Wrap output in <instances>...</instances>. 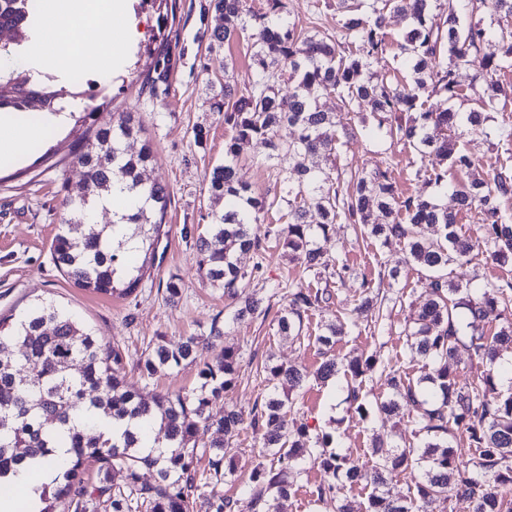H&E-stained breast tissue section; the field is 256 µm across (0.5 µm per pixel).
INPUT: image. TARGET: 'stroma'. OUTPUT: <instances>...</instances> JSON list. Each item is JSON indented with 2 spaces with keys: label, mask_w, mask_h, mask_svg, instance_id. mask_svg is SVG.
<instances>
[{
  "label": "stroma",
  "mask_w": 512,
  "mask_h": 512,
  "mask_svg": "<svg viewBox=\"0 0 512 512\" xmlns=\"http://www.w3.org/2000/svg\"><path fill=\"white\" fill-rule=\"evenodd\" d=\"M131 13L139 38L127 55L124 68L112 79L96 86L79 83V96L67 97L69 119L58 135L34 144L27 158L0 166V314L19 315L39 300L51 299L76 314L99 335L123 352L125 382L145 400L157 393L187 392L200 386L198 365H184L154 377L141 375L137 364L149 346L157 342L175 345L190 336L209 333L213 317L228 323L227 342L240 353L237 384L226 396L242 411H250L259 401L263 387L256 375L257 364L268 356L280 362L315 370L322 361L315 344L320 326L331 318L333 309H351L360 302L362 277L378 278L380 272L397 266L398 281L382 284L380 293L387 306L386 332H375L365 318H356L353 332L333 349L338 359L380 353L409 375L418 379L425 371L422 358L410 355L400 331L410 313V305L424 294L425 274L408 264L401 245H384L362 237L352 225L339 224L320 245L329 256L346 258L350 270L344 277H331L332 293L328 308L313 312L305 322L299 341L279 336L272 317L233 321V304L223 292L208 286L197 265L196 238L207 215L218 203L208 192V175L224 160V142L232 130L218 108L221 82L231 76L238 89L251 86L250 41L240 37L223 48L210 49L207 32L221 19L211 0H176L175 16L160 23L155 6L133 0ZM167 32L177 59L167 88L153 91V54L160 32ZM94 90L97 109L86 112L85 90ZM119 112L134 113L142 126L139 138L129 141V152H138L150 142L153 159L143 173L144 181L162 180L170 191L166 217L167 231L160 249L162 259L150 277L126 298H111L77 288L54 265L50 245L63 221L60 188L62 182L77 184L83 170L72 155L85 128L110 122ZM268 150L262 140L240 142L239 155L246 179L260 193L279 189L277 168L266 161ZM341 162L372 171L386 169L399 191L407 195H432L441 203H451L450 190L428 184L418 177L419 155L384 137L357 135L339 147ZM238 263L249 269L261 264L262 277L249 291L265 299L275 284L284 280L307 282L309 276L290 263L275 244H266L263 254H240ZM177 277L179 295L167 300L165 283ZM346 379L337 376L332 384L312 381L300 391L287 415L288 422L319 427L331 437V446L342 453L360 457L373 465V434L410 433L409 418L400 422L366 420L351 412L344 401ZM260 436L244 427L230 451L236 463L232 483L223 487L234 500L233 512H254L249 495L242 487L248 482L258 459Z\"/></svg>",
  "instance_id": "obj_1"
}]
</instances>
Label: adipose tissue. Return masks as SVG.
I'll return each mask as SVG.
<instances>
[{"mask_svg": "<svg viewBox=\"0 0 512 512\" xmlns=\"http://www.w3.org/2000/svg\"><path fill=\"white\" fill-rule=\"evenodd\" d=\"M118 26L119 41L89 45L87 34ZM137 32L127 12L126 0H39L29 38L19 54L0 52V75L24 68L33 78L54 72L70 73L94 51L92 71L101 79L111 77L124 63L122 50L135 42ZM58 118L35 121L23 115L0 119V161L24 159L27 150L57 129ZM67 449L54 459H35L0 480V512H39V493L59 470L66 467Z\"/></svg>", "mask_w": 512, "mask_h": 512, "instance_id": "obj_1", "label": "adipose tissue"}]
</instances>
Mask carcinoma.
Returning <instances> with one entry per match:
<instances>
[{
    "label": "carcinoma",
    "mask_w": 512,
    "mask_h": 512,
    "mask_svg": "<svg viewBox=\"0 0 512 512\" xmlns=\"http://www.w3.org/2000/svg\"><path fill=\"white\" fill-rule=\"evenodd\" d=\"M212 2L224 24L209 33L210 48L240 36L252 40L254 79L239 91L224 76V123L234 135L224 142V163L209 174L208 191L224 201V208L208 215L197 238L199 270L206 281L224 290L227 299L242 297L262 266L245 271L238 254L257 253L270 240L315 277L333 268L339 277L347 262L329 259L318 245L337 224H358L384 245H402L407 262L426 275V298L400 332L407 348L428 366L417 381L377 354L337 360L332 348L355 326L339 310L316 338L322 356L316 378L327 381L343 373L345 401L362 418L389 420L407 412L420 442L407 446L404 437L398 442L378 435L372 442L376 462L365 469L350 455L329 448V434L306 424L289 427L286 414L293 395L307 385L309 373L270 355L256 368L267 395L249 413L265 448L245 486L255 512H280L309 465L322 474L312 491L314 504L334 500L336 512H353L340 497L347 483L372 488L366 512H429L437 500H450L463 512H512V384L504 385L498 369L500 352L512 349V281L473 288L468 279L450 282L446 276L449 265L462 268L476 252L501 266L512 264V217L502 208L512 200V165L502 163L484 176L477 172L479 161L457 145L466 133L486 132L490 114L498 111L491 76L512 66V0H336L334 35L299 29L290 19L288 0H266L262 10L252 9L248 0ZM34 11V0H0V28L12 30V45L28 39ZM487 12L497 17L498 27L483 23ZM391 13L406 21L397 43L408 68L404 80L372 71L373 61L388 46ZM494 40L500 52L484 51ZM172 66L165 37L156 54L154 83L166 82ZM460 66L473 67L474 80L485 83L478 106L468 112L433 109L428 105L432 97L459 95L455 69ZM284 77L293 84L286 96L278 88ZM55 82L50 77L35 84L24 70L0 79V112L61 111L62 93ZM332 95L340 98L344 112L323 109L321 99ZM357 118L361 130L436 161L416 173L437 187L450 186L455 209L433 197L398 192L385 170L337 165L338 142L355 133ZM284 125L295 129L293 139L279 137ZM141 131L132 112L90 128L73 154L84 179L75 188L66 182L61 186L65 217L51 243V257L67 279L92 293L126 298L155 265L170 195L164 183L142 179L151 145L128 153L127 141ZM253 138L265 143L268 161L292 163L282 169L277 199L255 193L244 179L238 144ZM450 167L466 171L468 179L448 183ZM116 181L145 197L137 212L120 217L130 238L139 242V264L127 258L124 242L105 235L108 225L86 222L87 213ZM280 201L287 206L288 224H264ZM472 211L478 214V233L465 238L456 231L458 216ZM360 287L364 298L356 312L384 331L382 302L372 295L370 281L362 279ZM272 295L286 301L276 315L278 334L296 341L304 318L331 299L326 288L297 283L284 293L275 288ZM260 305L261 300L245 297L234 319L268 314L270 307ZM491 315L500 321L493 331L486 328ZM225 337L215 318L210 336L202 340L192 337L175 347L162 342L149 349L138 365L142 375L151 378L166 368L199 363L202 383L197 391L159 393L147 402L125 386L119 348L81 327L70 312L42 303L21 317L0 316V478L67 448L71 459L62 482L43 492L40 512H81L87 493L83 474L91 464L122 477L120 483L94 489L110 512H196L205 487L208 512H233V499L218 487L234 474L228 453L243 412L224 401V393L235 385L239 359L234 346L218 347ZM462 349L485 363L482 376L460 380L454 365ZM376 373L385 377L390 397L368 405L360 401L359 391ZM221 401L224 412L215 416L212 407ZM92 409L114 421L153 419L165 443L144 454L129 430L117 437L76 422ZM201 427L215 434L203 445L208 457L204 475L196 466ZM459 432L477 449L467 460L451 443ZM143 467L155 471V482L141 481ZM399 470L418 473L407 495L392 482Z\"/></svg>",
    "instance_id": "obj_1"
}]
</instances>
